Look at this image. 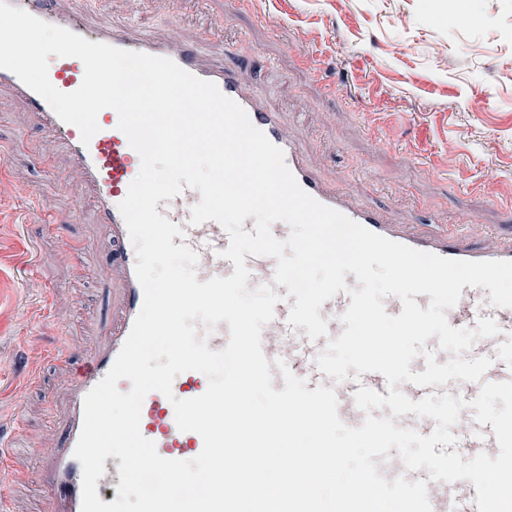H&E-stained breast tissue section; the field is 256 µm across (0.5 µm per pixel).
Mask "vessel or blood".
<instances>
[{
    "mask_svg": "<svg viewBox=\"0 0 512 512\" xmlns=\"http://www.w3.org/2000/svg\"><path fill=\"white\" fill-rule=\"evenodd\" d=\"M13 7L23 9L47 23L68 29L89 41L166 57L189 73L214 82L227 97L240 104L248 113L253 125L264 132L268 139L281 148L285 161L299 185L318 202L345 214L351 220L372 232L417 250L442 257L460 260H512V245L499 249L476 248L454 232L414 234L398 225L387 223L382 210L358 202L354 195L329 189L314 174L299 140L288 135L280 112L250 89L244 72L224 66L215 59L214 52L203 44H174L144 32L131 23L111 22L93 26L86 22L85 14L93 8L92 0H67V8H60V0H7ZM84 76V66L73 57L54 58L49 66V79L60 91L72 92L79 88ZM9 87L34 113L40 126L46 129L69 153L76 170L87 185L95 202L98 223L108 225L112 237V317L99 323L102 338L100 349L75 367L71 385L65 397V439L54 456L40 470L41 482L47 487L52 502V512H81L82 467L74 457L84 420V398L111 368L143 304V290L135 276L136 252L130 240L118 205L125 197L128 186L140 169V156L130 146L126 136L118 130V115L114 110H102L98 116L99 132L89 144H82L80 132L74 125L65 123L50 105L29 89L12 72L0 69V87ZM201 199L199 191L185 189L180 195L160 200L156 206L159 214L177 224L182 236L173 237L174 245H188L198 254L196 267L198 281L233 274L234 265L221 258V250L229 246L227 231L215 221L190 225V208ZM277 261L269 257L246 256L245 265L250 271L248 287L273 284L280 297L274 307V317L261 332V347L273 376L272 386L280 391L284 380L275 360H283L290 371L305 380L307 390L317 386L333 389L338 399L341 420L361 426L362 417L354 402L360 387H367L379 394H387L388 384L382 374L370 372L349 377L345 383H335L317 365V357L328 339H335L344 331L340 317L351 303L346 292L337 293L325 301L319 311L328 322V334L310 340L305 328L289 324L288 316L294 298L288 289L274 285ZM481 318L495 319L502 331L512 333V308H498L490 303L483 288L463 287L462 295L448 312V322L455 328H475ZM207 387L206 377L196 371L179 375L173 384L178 398L199 396ZM140 430L142 435L155 442L159 454L167 459L189 460L203 448L197 433L180 431L175 422L171 403L160 393L153 392L144 400ZM456 437V450L473 456L496 447L497 440L491 425L479 424L463 418L452 426ZM474 486L459 483H440L439 494L432 501V512L444 511V504H451L448 512H478Z\"/></svg>",
    "mask_w": 512,
    "mask_h": 512,
    "instance_id": "b4317fda",
    "label": "vessel or blood"
}]
</instances>
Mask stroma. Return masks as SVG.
<instances>
[{
  "instance_id": "obj_1",
  "label": "stroma",
  "mask_w": 512,
  "mask_h": 512,
  "mask_svg": "<svg viewBox=\"0 0 512 512\" xmlns=\"http://www.w3.org/2000/svg\"><path fill=\"white\" fill-rule=\"evenodd\" d=\"M480 26L462 22L468 12ZM155 36L227 47L322 181L391 223L512 242V0H103ZM0 440L9 512H48L35 480L62 440L71 363L112 313V250L72 158L0 89ZM93 241L82 267L72 245ZM67 359L54 357L60 327Z\"/></svg>"
}]
</instances>
